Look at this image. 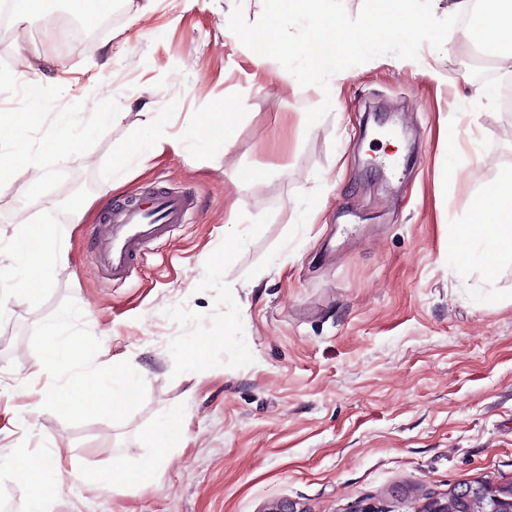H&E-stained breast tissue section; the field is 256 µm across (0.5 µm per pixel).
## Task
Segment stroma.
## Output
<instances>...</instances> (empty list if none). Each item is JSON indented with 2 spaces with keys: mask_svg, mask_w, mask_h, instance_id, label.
Returning a JSON list of instances; mask_svg holds the SVG:
<instances>
[{
  "mask_svg": "<svg viewBox=\"0 0 512 512\" xmlns=\"http://www.w3.org/2000/svg\"><path fill=\"white\" fill-rule=\"evenodd\" d=\"M119 0L90 42L54 45L48 19L13 11L0 30V110L22 109L39 84L42 111L0 153L38 164L9 169L0 238L20 224H56L71 266L34 301L0 290V458L60 451L68 471L44 490L49 512H420L429 497L474 482L512 484V259L494 280L448 261V229L467 223L482 187L512 165V109H456L474 46L456 26L441 50L422 45L398 66L380 56L350 67L337 107L309 131L312 92L288 89L275 64L224 35L242 4L262 0ZM223 103L236 112L232 144L206 155L188 114ZM114 105L112 128L67 155L51 150L52 117L89 123ZM152 112L185 151L130 167L113 188L112 163ZM462 153L454 174L439 164ZM190 190L200 213L150 245L125 282L91 262L85 227L109 202L156 189ZM309 192L319 210L300 221ZM84 223H72L75 207ZM238 212L246 235L225 252ZM70 314L74 364H35L45 327ZM208 336L194 371L182 349ZM120 361L142 368L134 401L114 414L65 409L57 385ZM180 413L184 435L147 483L106 489L83 473L137 467L148 436Z\"/></svg>",
  "mask_w": 512,
  "mask_h": 512,
  "instance_id": "stroma-1",
  "label": "stroma"
}]
</instances>
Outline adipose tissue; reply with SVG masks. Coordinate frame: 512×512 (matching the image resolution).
<instances>
[{
	"mask_svg": "<svg viewBox=\"0 0 512 512\" xmlns=\"http://www.w3.org/2000/svg\"><path fill=\"white\" fill-rule=\"evenodd\" d=\"M235 113L216 107L194 114L192 125L200 151H227L231 144L229 132ZM184 148L180 138L161 131L155 119H146L141 130L132 136L123 156L113 163V187H120L130 162L145 163L165 151L175 153ZM512 256V167L501 178L486 184L473 204L471 223L448 233V260L460 271L479 270L485 278H493L503 257ZM70 265L69 244L48 224H21L13 235L0 242V282L10 283L32 297L39 293L47 277ZM67 318H59L44 330L45 346L37 363L41 370L58 371L69 363L73 344L66 336ZM136 369L113 365L110 371L83 373L57 385V401L72 410L87 404L100 408H117L134 396ZM183 434V421L176 416L162 417L154 427L151 442L153 457L131 470L97 471L83 476L86 484L100 489L123 480L147 482L163 463L162 452ZM15 476L32 490L29 512H48L42 490L46 483L60 480L64 466L60 453L49 457L22 455L13 462Z\"/></svg>",
	"mask_w": 512,
	"mask_h": 512,
	"instance_id": "obj_1",
	"label": "adipose tissue"
}]
</instances>
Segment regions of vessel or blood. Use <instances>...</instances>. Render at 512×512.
Returning <instances> with one entry per match:
<instances>
[{
    "label": "vessel or blood",
    "mask_w": 512,
    "mask_h": 512,
    "mask_svg": "<svg viewBox=\"0 0 512 512\" xmlns=\"http://www.w3.org/2000/svg\"><path fill=\"white\" fill-rule=\"evenodd\" d=\"M197 213L192 192L159 189L140 200L113 203L105 224L90 229L91 253L115 282L127 280L145 249Z\"/></svg>",
    "instance_id": "1"
}]
</instances>
